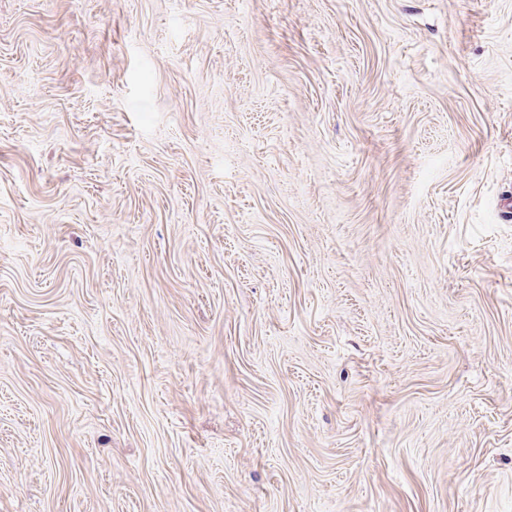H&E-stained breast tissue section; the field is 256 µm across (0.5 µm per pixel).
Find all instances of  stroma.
Listing matches in <instances>:
<instances>
[{
  "label": "stroma",
  "mask_w": 512,
  "mask_h": 512,
  "mask_svg": "<svg viewBox=\"0 0 512 512\" xmlns=\"http://www.w3.org/2000/svg\"><path fill=\"white\" fill-rule=\"evenodd\" d=\"M512 0H0V512H512Z\"/></svg>",
  "instance_id": "35a3bbf8"
}]
</instances>
